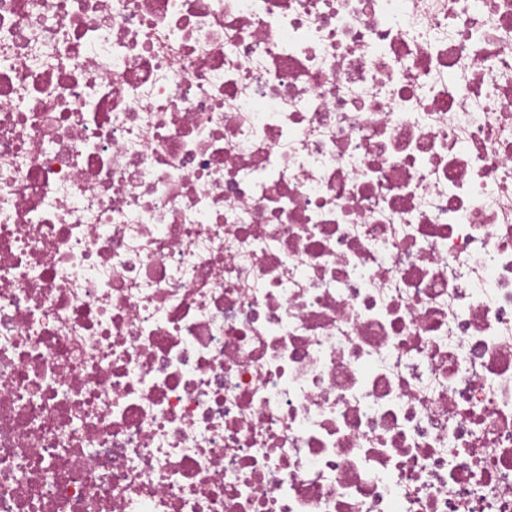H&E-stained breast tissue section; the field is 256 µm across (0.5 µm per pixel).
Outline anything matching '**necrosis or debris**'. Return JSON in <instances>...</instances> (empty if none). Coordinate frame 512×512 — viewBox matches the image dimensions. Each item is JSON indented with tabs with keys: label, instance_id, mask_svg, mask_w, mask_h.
Listing matches in <instances>:
<instances>
[{
	"label": "necrosis or debris",
	"instance_id": "4bbe7bcc",
	"mask_svg": "<svg viewBox=\"0 0 512 512\" xmlns=\"http://www.w3.org/2000/svg\"><path fill=\"white\" fill-rule=\"evenodd\" d=\"M0 512H512V0H0Z\"/></svg>",
	"mask_w": 512,
	"mask_h": 512
}]
</instances>
